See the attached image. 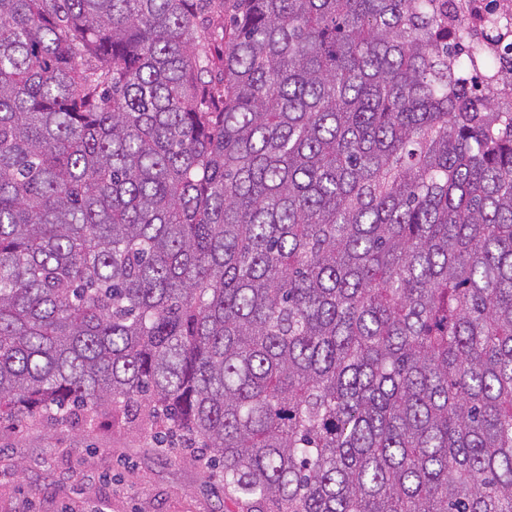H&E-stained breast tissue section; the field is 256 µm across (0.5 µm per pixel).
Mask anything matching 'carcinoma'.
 I'll use <instances>...</instances> for the list:
<instances>
[{
  "instance_id": "obj_1",
  "label": "carcinoma",
  "mask_w": 512,
  "mask_h": 512,
  "mask_svg": "<svg viewBox=\"0 0 512 512\" xmlns=\"http://www.w3.org/2000/svg\"><path fill=\"white\" fill-rule=\"evenodd\" d=\"M119 416L247 512H512V84L436 0H0V425Z\"/></svg>"
}]
</instances>
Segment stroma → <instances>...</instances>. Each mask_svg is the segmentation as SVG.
Instances as JSON below:
<instances>
[{
    "mask_svg": "<svg viewBox=\"0 0 512 512\" xmlns=\"http://www.w3.org/2000/svg\"><path fill=\"white\" fill-rule=\"evenodd\" d=\"M0 512H245L193 454L132 424L0 430Z\"/></svg>",
    "mask_w": 512,
    "mask_h": 512,
    "instance_id": "obj_1",
    "label": "stroma"
}]
</instances>
